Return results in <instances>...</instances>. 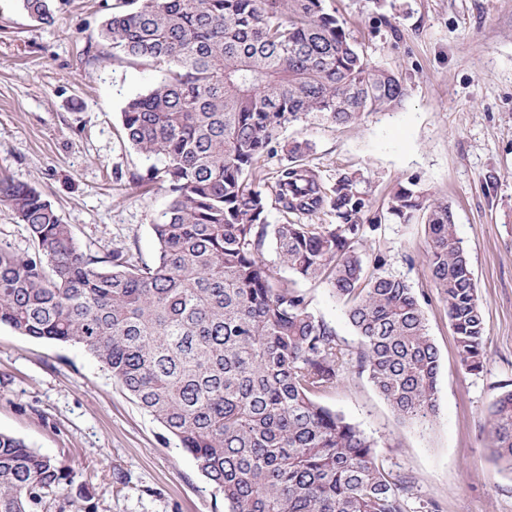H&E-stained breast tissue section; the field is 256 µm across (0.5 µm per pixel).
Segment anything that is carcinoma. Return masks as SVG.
<instances>
[{"label":"carcinoma","instance_id":"cac0c4a2","mask_svg":"<svg viewBox=\"0 0 512 512\" xmlns=\"http://www.w3.org/2000/svg\"><path fill=\"white\" fill-rule=\"evenodd\" d=\"M54 0H22L54 21ZM324 0H114L100 37L115 60L162 71L121 112L125 139L161 167L169 204L152 224L147 264L122 250L86 254L33 186L0 177V203L31 248L0 244V324L82 347L189 454L228 512H408L409 486L375 442L317 396L352 362L406 420L436 413L440 356L417 293L369 264L356 244L378 228L348 175L329 196L315 171L284 169L286 213L329 205L338 224H269L256 158L282 124H355L398 108L405 88L360 53ZM387 217H421L425 259L446 305L460 365L483 369L486 324L469 256L448 204L413 180ZM325 280L348 305L357 357L263 259ZM492 455L512 472V388L490 406ZM67 466L0 433V512H37Z\"/></svg>","mask_w":512,"mask_h":512}]
</instances>
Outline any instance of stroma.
<instances>
[{
	"mask_svg": "<svg viewBox=\"0 0 512 512\" xmlns=\"http://www.w3.org/2000/svg\"><path fill=\"white\" fill-rule=\"evenodd\" d=\"M113 0H55V22L33 21L21 0H0V173L35 187L81 249L102 257L156 252L152 225L169 197L138 185L152 167L122 137L128 98L159 78L148 62H117L99 30ZM351 40L406 88L401 105L359 123L300 119L279 127L254 171L263 188L304 141L303 161L326 188L356 180L368 219L359 249L417 294L440 355L437 412L402 420L367 373L344 370L320 402L377 444L394 476L412 484L411 512H512V473L491 458L489 406L512 384V0H325ZM416 180L448 203L469 255L487 336L484 367L458 363L446 307L430 279L421 221L386 219L390 195ZM294 280L339 342L359 351L346 308L320 280ZM0 432L63 461L70 476L40 512H224L193 459L83 349L0 326Z\"/></svg>",
	"mask_w": 512,
	"mask_h": 512,
	"instance_id": "1",
	"label": "stroma"
}]
</instances>
